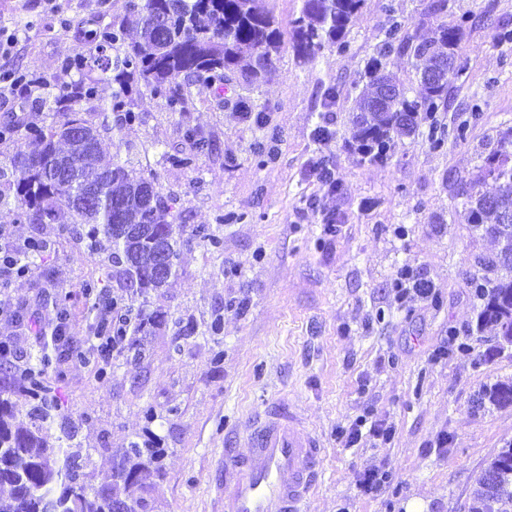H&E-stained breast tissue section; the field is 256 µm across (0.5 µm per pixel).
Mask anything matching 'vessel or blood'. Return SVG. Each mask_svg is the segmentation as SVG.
I'll list each match as a JSON object with an SVG mask.
<instances>
[{
	"mask_svg": "<svg viewBox=\"0 0 512 512\" xmlns=\"http://www.w3.org/2000/svg\"><path fill=\"white\" fill-rule=\"evenodd\" d=\"M224 451V512H309L322 442L286 402L245 418Z\"/></svg>",
	"mask_w": 512,
	"mask_h": 512,
	"instance_id": "vessel-or-blood-1",
	"label": "vessel or blood"
}]
</instances>
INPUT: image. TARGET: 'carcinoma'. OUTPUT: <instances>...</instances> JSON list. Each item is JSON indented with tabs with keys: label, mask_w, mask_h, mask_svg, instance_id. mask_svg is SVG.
Listing matches in <instances>:
<instances>
[{
	"label": "carcinoma",
	"mask_w": 512,
	"mask_h": 512,
	"mask_svg": "<svg viewBox=\"0 0 512 512\" xmlns=\"http://www.w3.org/2000/svg\"><path fill=\"white\" fill-rule=\"evenodd\" d=\"M300 14L293 20V43L300 56L325 48L343 50L346 29L364 0H300ZM135 36L127 38V31ZM401 25L386 31L388 43L412 51L419 73L454 63L441 83H420L421 92L409 98L405 89L374 58L369 81L358 99L352 139L365 156L381 160L392 136L409 135L420 114L438 111L448 91L450 77L459 71L457 49L461 28L440 26L435 36L416 46L400 38ZM77 46L64 68L80 78L59 88L52 99L40 100L62 119L46 126H8V137L18 145L13 158L15 178L9 193H0L17 220L52 224L66 212L74 224L72 234L92 253L108 252L111 268L81 284L85 298L95 297L116 317L101 315L89 326L94 345L80 336L71 322L67 299L47 295L57 323L45 337L40 353L14 382L0 391V512H163L153 495L154 478L161 469L163 449L151 441L132 440L112 454V468L98 472L90 449L74 442L76 429L55 395L53 380L63 365L94 362L97 376H111L112 355H140L143 337L168 322L161 308L145 315L134 311V302L149 292L167 287L178 274L183 228L175 223L177 199L156 190L154 177L136 174L120 159L102 164L94 124L69 108L95 98L98 84L115 85L104 111L120 114L129 125L136 120L130 108L133 91L166 95L178 110L187 99L178 91L177 79L193 76L210 84L223 83L227 74L241 72L249 81L265 79L284 43V33L267 0H129L127 13L118 21L96 29L76 28ZM384 81L395 95L379 100L378 83ZM81 129L85 137L73 132ZM492 180L494 192H471L465 202L467 223L484 231L498 245L491 265L511 275L477 285L484 299L478 327H490L495 336L512 347V138L501 141L478 175L477 183ZM197 241L212 251L224 246L219 229L210 224L192 228L187 241ZM125 293H108L109 281ZM492 405L512 404V384H497L485 392ZM65 430L68 444L52 433L55 423ZM512 445L501 449L482 471L496 476L493 486L477 478L467 512H512Z\"/></svg>",
	"instance_id": "cac0c4a2"
}]
</instances>
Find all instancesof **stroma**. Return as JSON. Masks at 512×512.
I'll use <instances>...</instances> for the list:
<instances>
[{
    "label": "stroma",
    "mask_w": 512,
    "mask_h": 512,
    "mask_svg": "<svg viewBox=\"0 0 512 512\" xmlns=\"http://www.w3.org/2000/svg\"><path fill=\"white\" fill-rule=\"evenodd\" d=\"M126 3L0 0V28L16 35L0 48V72L43 77L49 92L77 81L63 67L76 26L109 24ZM391 15L414 42L438 25H461L465 69L434 118L419 117L415 133L392 138L376 161L351 139L367 62L381 58L409 95L420 89L412 54L386 43ZM505 28L512 0H365L343 54L301 57L288 37L269 81L251 85L234 72L214 88L183 77L184 111L144 92L132 102L139 122L102 131L105 157L153 174L161 194L177 197L178 223L221 225L224 249L184 246L177 278L143 305L191 333L179 335L173 321L155 329L144 358L114 357L105 381L88 365L65 364L56 393L99 469L111 468L114 449L153 434L166 450L157 485L166 512H224L226 436L281 400L325 445L312 512H465L485 461L512 443V404L478 403L485 388L512 382V348L497 349L476 329L478 260L497 247L463 217L464 190L512 130V42L498 37ZM433 122L445 132L438 148L428 136ZM190 130L208 150L197 152ZM192 152L194 167L171 164ZM314 160L333 170L335 191L309 178ZM0 226L18 243H54L31 273L0 288V338L11 342L16 370L39 350L30 325L56 322L37 287L42 273L51 292L73 294V322L84 330L97 310L80 286L101 275L102 257H75L65 216L21 224L0 207ZM408 267L430 281L432 299L395 300L393 283ZM217 314L224 324L214 336ZM367 413L391 427L389 441L338 439ZM368 468L388 475L371 494L360 487Z\"/></svg>",
    "instance_id": "1"
}]
</instances>
